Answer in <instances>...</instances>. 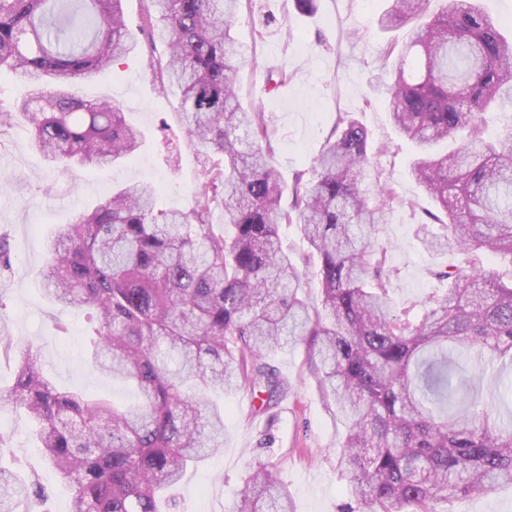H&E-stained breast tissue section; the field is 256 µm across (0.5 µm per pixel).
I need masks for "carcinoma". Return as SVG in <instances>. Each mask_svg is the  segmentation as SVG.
Segmentation results:
<instances>
[{
  "label": "carcinoma",
  "instance_id": "obj_1",
  "mask_svg": "<svg viewBox=\"0 0 512 512\" xmlns=\"http://www.w3.org/2000/svg\"><path fill=\"white\" fill-rule=\"evenodd\" d=\"M143 23L161 52L152 66L181 91L179 118L204 157L187 211H158L155 189L112 190L47 240L45 297L94 312L97 371L133 384L120 407L61 391L32 347L17 357L10 399L37 424L43 457L73 492L70 512H160L187 469L222 450L224 410L208 392L242 387L277 404L285 383L267 362L303 345L322 400L344 424L337 465L353 487L347 512H449L438 505L512 485V422L493 416L482 377L453 384L457 357L512 366V284L474 261L436 272L448 287L419 311L394 314L376 225L395 200L370 160L368 133L348 112L314 161L285 185L266 114L248 112L237 76L247 56L231 35L241 0H149ZM388 0L383 31L412 24L384 89L387 111L418 147L412 174L437 205L430 252L490 251L512 263V142L482 137L480 114L512 104V40L478 0ZM122 0H0V69L28 86L0 127L25 117L57 166H112L139 132L112 101L76 84L135 52ZM464 135L461 150L435 146ZM224 207V228L212 222ZM298 224L318 257L319 304L278 236ZM43 486L0 464V512H24ZM237 512H291L277 468L249 467Z\"/></svg>",
  "mask_w": 512,
  "mask_h": 512
}]
</instances>
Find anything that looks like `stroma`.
Here are the masks:
<instances>
[{"instance_id":"35a3bbf8","label":"stroma","mask_w":512,"mask_h":512,"mask_svg":"<svg viewBox=\"0 0 512 512\" xmlns=\"http://www.w3.org/2000/svg\"><path fill=\"white\" fill-rule=\"evenodd\" d=\"M387 0H315L312 12H299L295 0H242L234 36L248 47L250 62L238 85L244 106L259 108L269 121L274 161L284 182L311 168L336 120L351 113L366 128L374 160L396 200L375 231L391 272L389 295L395 313L435 293L434 270L461 263L460 253L428 252L416 235L418 224L436 205L415 181V147L393 126L385 105L374 101L369 83L384 74L383 53H402L408 28L383 32L376 19ZM127 24L139 44L123 64L85 78L81 96L107 98L119 105L141 135L134 157L111 167L53 168L33 147L24 118L0 129V172L11 185L0 188V236L11 249V265L0 268V337L39 352L44 373L58 386L130 403L125 383L94 371L87 360L89 311H69L44 296L40 271L45 242L61 224L91 209L127 182L156 190L161 210H186L202 159L189 146L178 119L180 97L162 90L149 65L151 37L141 29L146 0H123ZM286 22L287 31L258 36L262 15ZM285 70L278 93H267L268 71ZM288 385L278 405L260 410L261 397L240 389L224 396V447L187 470L174 488L178 512H236L250 463L275 464L291 495L293 512H341L351 502L347 479L336 467L341 430L310 376L302 345L268 354ZM0 464H17L38 474L45 486V512H70L71 494L46 469L23 409L0 401Z\"/></svg>"}]
</instances>
